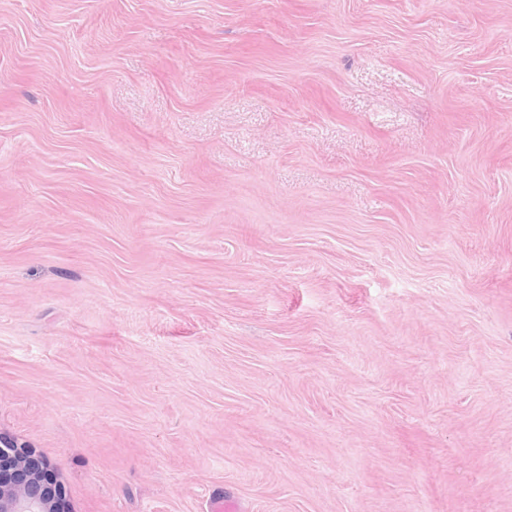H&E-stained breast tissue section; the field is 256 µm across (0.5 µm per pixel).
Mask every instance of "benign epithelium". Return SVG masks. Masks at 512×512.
Instances as JSON below:
<instances>
[{"label": "benign epithelium", "instance_id": "benign-epithelium-1", "mask_svg": "<svg viewBox=\"0 0 512 512\" xmlns=\"http://www.w3.org/2000/svg\"><path fill=\"white\" fill-rule=\"evenodd\" d=\"M25 447L0 433V512H56L60 494Z\"/></svg>", "mask_w": 512, "mask_h": 512}]
</instances>
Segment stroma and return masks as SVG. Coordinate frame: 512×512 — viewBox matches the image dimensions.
<instances>
[{
    "instance_id": "stroma-1",
    "label": "stroma",
    "mask_w": 512,
    "mask_h": 512,
    "mask_svg": "<svg viewBox=\"0 0 512 512\" xmlns=\"http://www.w3.org/2000/svg\"><path fill=\"white\" fill-rule=\"evenodd\" d=\"M0 432L69 512H512V0H0Z\"/></svg>"
}]
</instances>
